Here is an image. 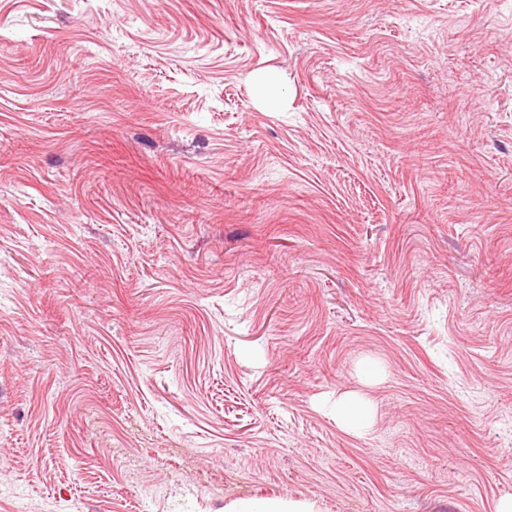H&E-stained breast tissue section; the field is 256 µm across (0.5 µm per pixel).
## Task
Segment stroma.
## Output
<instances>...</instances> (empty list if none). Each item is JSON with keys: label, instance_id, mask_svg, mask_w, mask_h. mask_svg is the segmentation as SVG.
Segmentation results:
<instances>
[{"label": "stroma", "instance_id": "stroma-1", "mask_svg": "<svg viewBox=\"0 0 512 512\" xmlns=\"http://www.w3.org/2000/svg\"><path fill=\"white\" fill-rule=\"evenodd\" d=\"M508 495L512 0H0V512ZM331 413L336 423L348 432L359 433L370 425L372 405L358 394H347L336 398Z\"/></svg>", "mask_w": 512, "mask_h": 512}]
</instances>
